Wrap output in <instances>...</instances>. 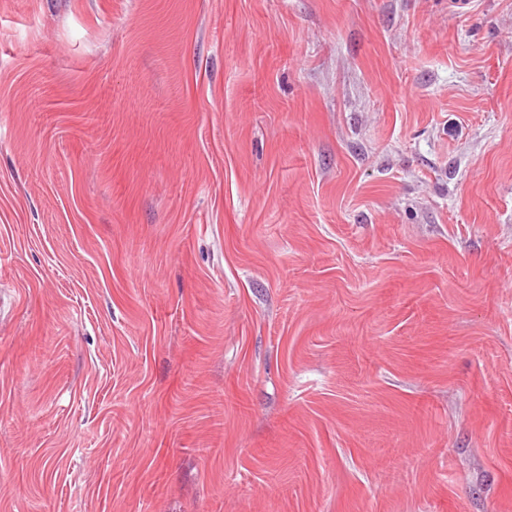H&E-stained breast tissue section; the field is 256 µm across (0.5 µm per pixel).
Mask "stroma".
Here are the masks:
<instances>
[{
    "label": "stroma",
    "instance_id": "35a3bbf8",
    "mask_svg": "<svg viewBox=\"0 0 512 512\" xmlns=\"http://www.w3.org/2000/svg\"><path fill=\"white\" fill-rule=\"evenodd\" d=\"M0 512H512V0H0Z\"/></svg>",
    "mask_w": 512,
    "mask_h": 512
}]
</instances>
